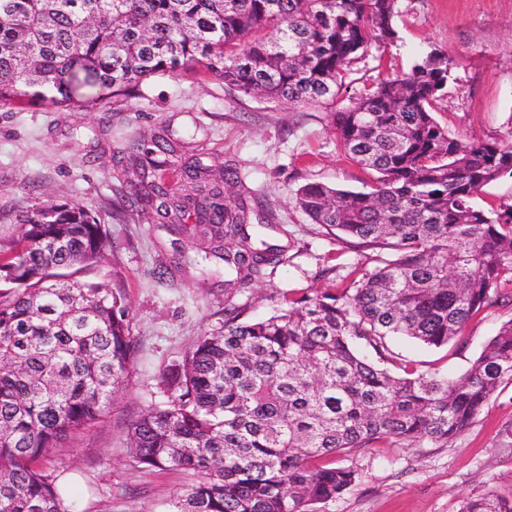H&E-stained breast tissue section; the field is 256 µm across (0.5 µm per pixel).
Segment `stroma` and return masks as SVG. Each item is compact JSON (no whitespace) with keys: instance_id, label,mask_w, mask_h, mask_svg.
Returning a JSON list of instances; mask_svg holds the SVG:
<instances>
[{"instance_id":"1","label":"stroma","mask_w":512,"mask_h":512,"mask_svg":"<svg viewBox=\"0 0 512 512\" xmlns=\"http://www.w3.org/2000/svg\"><path fill=\"white\" fill-rule=\"evenodd\" d=\"M393 24L396 41L369 47L330 105L269 102L186 70L149 78L104 107L25 101L0 111V240L16 237V214L33 205H83L104 225L109 248L104 262L76 276L122 290L129 306L135 352L128 386L114 394L101 422L54 449L47 462L78 474V512H166L190 484L187 472L141 465L126 439L145 410L163 401L160 375L200 336L218 331L225 307L260 317L285 296L343 287L354 270L368 268L366 251L339 243L293 204L296 190L311 182L351 191L375 183L372 171L338 149L332 112L437 48L454 66L436 119L464 142L512 139V0H395ZM164 129L188 144L210 181L222 182L225 166L237 169L241 182L232 192L251 211L253 243L282 251L259 280L225 288L223 265L203 260L191 233L193 211L182 216L185 230L177 234L160 223L155 203L116 208L127 181L148 186L159 177L129 159L128 139ZM511 321L512 306L496 304L474 314L448 346L405 339L392 346L420 372L454 377ZM341 463L359 479L317 512H459L464 500L490 491L511 496L512 382L448 441L388 440Z\"/></svg>"}]
</instances>
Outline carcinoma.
I'll return each mask as SVG.
<instances>
[{"instance_id": "carcinoma-1", "label": "carcinoma", "mask_w": 512, "mask_h": 512, "mask_svg": "<svg viewBox=\"0 0 512 512\" xmlns=\"http://www.w3.org/2000/svg\"><path fill=\"white\" fill-rule=\"evenodd\" d=\"M394 0H0V109L21 100L81 107L158 74L196 69L245 95L304 106L336 99L343 75L376 42L394 41ZM452 63L434 50L332 113L341 151L376 174L369 192L313 182L295 207L336 239L374 251V266L342 288L301 292L265 319L225 309L221 330L198 339L161 376L167 401L128 432L150 468L192 482L169 512H315L358 480L336 457L385 440L446 441L512 382V322L457 378L404 364L389 341L448 345L483 307L512 304V202L486 211L475 196L512 177V145L464 143L432 108ZM127 150L156 170L168 133ZM156 212L193 209L218 240L224 287L242 288L277 249L248 242L250 211L218 188L185 193ZM0 242V512H74L44 465L53 449L108 411L134 355L121 292L66 280L105 259L104 225L79 204L45 203ZM460 512H512L486 494Z\"/></svg>"}]
</instances>
